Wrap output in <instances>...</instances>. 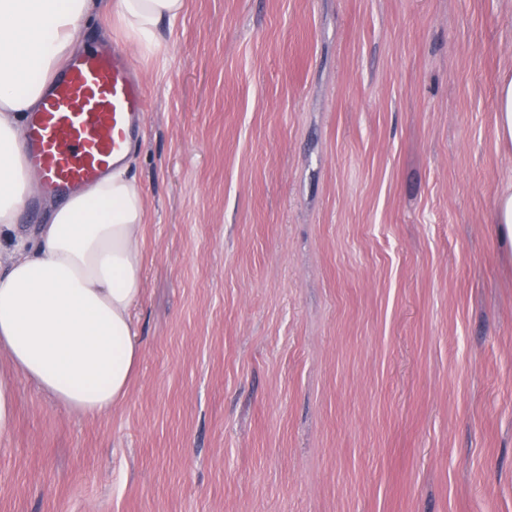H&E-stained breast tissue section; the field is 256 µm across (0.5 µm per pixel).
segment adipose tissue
<instances>
[{
	"label": "adipose tissue",
	"instance_id": "adipose-tissue-1",
	"mask_svg": "<svg viewBox=\"0 0 512 512\" xmlns=\"http://www.w3.org/2000/svg\"><path fill=\"white\" fill-rule=\"evenodd\" d=\"M187 0H115L114 26L125 43L157 42L162 22L180 18ZM103 0H0V440L15 422L14 375L63 409L100 415L126 398L142 346L133 311L144 291L139 245L146 200L118 166L68 196L31 233L18 217L33 175L21 129L76 49L83 25Z\"/></svg>",
	"mask_w": 512,
	"mask_h": 512
}]
</instances>
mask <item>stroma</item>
I'll use <instances>...</instances> for the list:
<instances>
[{
  "mask_svg": "<svg viewBox=\"0 0 512 512\" xmlns=\"http://www.w3.org/2000/svg\"><path fill=\"white\" fill-rule=\"evenodd\" d=\"M149 92L143 358L16 376L0 512H512V0H187ZM496 133L506 149L512 148V75H504L497 89ZM494 224H498L497 232L507 243L504 256L512 258V184L505 185L499 192L493 214Z\"/></svg>",
  "mask_w": 512,
  "mask_h": 512,
  "instance_id": "stroma-1",
  "label": "stroma"
}]
</instances>
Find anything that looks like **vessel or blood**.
<instances>
[{"label": "vessel or blood", "instance_id": "vessel-or-blood-1", "mask_svg": "<svg viewBox=\"0 0 512 512\" xmlns=\"http://www.w3.org/2000/svg\"><path fill=\"white\" fill-rule=\"evenodd\" d=\"M147 90L109 47L71 57L24 129L29 169L42 193L63 197L97 182L140 140Z\"/></svg>", "mask_w": 512, "mask_h": 512}]
</instances>
